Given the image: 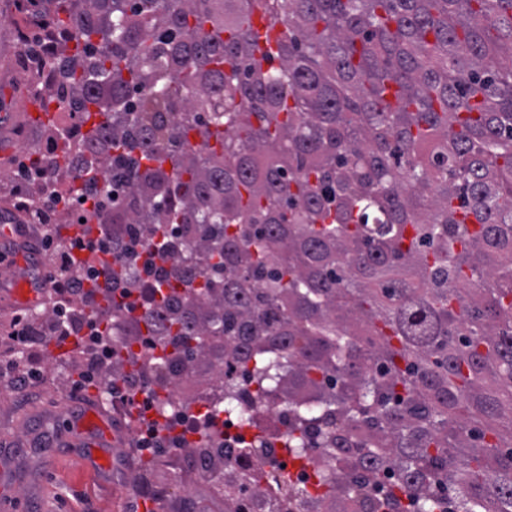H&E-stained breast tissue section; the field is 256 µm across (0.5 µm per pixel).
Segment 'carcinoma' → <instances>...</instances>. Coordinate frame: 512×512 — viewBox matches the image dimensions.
Returning <instances> with one entry per match:
<instances>
[{
    "label": "carcinoma",
    "instance_id": "carcinoma-1",
    "mask_svg": "<svg viewBox=\"0 0 512 512\" xmlns=\"http://www.w3.org/2000/svg\"><path fill=\"white\" fill-rule=\"evenodd\" d=\"M75 196L112 225L117 380L156 419L176 366L224 377L249 442L186 468L224 512H512V0H47ZM281 34L261 49L251 18ZM279 440L311 490L256 463Z\"/></svg>",
    "mask_w": 512,
    "mask_h": 512
}]
</instances>
